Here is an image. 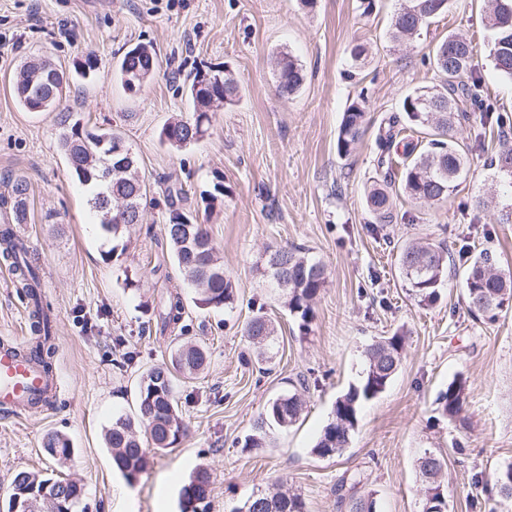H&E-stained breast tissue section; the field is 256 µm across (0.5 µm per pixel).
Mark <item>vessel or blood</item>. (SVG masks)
Listing matches in <instances>:
<instances>
[{"instance_id":"1","label":"vessel or blood","mask_w":512,"mask_h":512,"mask_svg":"<svg viewBox=\"0 0 512 512\" xmlns=\"http://www.w3.org/2000/svg\"><path fill=\"white\" fill-rule=\"evenodd\" d=\"M59 389V382L23 356L12 341H0V413L21 416Z\"/></svg>"}]
</instances>
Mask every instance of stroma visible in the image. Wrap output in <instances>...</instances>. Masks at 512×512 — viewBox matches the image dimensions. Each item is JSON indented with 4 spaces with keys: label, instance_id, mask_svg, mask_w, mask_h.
<instances>
[{
    "label": "stroma",
    "instance_id": "stroma-1",
    "mask_svg": "<svg viewBox=\"0 0 512 512\" xmlns=\"http://www.w3.org/2000/svg\"><path fill=\"white\" fill-rule=\"evenodd\" d=\"M402 3L375 0L366 15L360 0H0V197L15 180L29 184L23 231L54 317L53 371L62 386L28 416H0V512L21 470L76 481L84 490L78 512H180V491L200 464L213 477L206 512H234L275 486L299 495L307 512H344L336 488L355 474V496L373 497L376 512H422L418 465L428 452L444 460L447 512H512V502L474 481L512 463V313L473 319L457 271L435 305H419L397 262L401 246L441 242L453 253L491 249L512 268V223H500L499 208L473 207L494 191L487 162L496 135L479 144L478 122L459 126L470 170L447 203L402 196L392 223L380 224L365 202L380 177L379 124L414 89L438 84L426 59L448 33L472 39L492 101L511 116L512 79L488 58L482 0H449L410 45L387 35ZM137 43L153 46L160 66L130 92L117 68ZM359 44L366 54L356 61ZM284 52L305 72L287 98L275 91V60ZM88 56L96 67L85 75L77 63ZM44 59L69 78L58 112L119 132L149 187L141 222L116 244L105 243L88 190L59 150L57 112L25 111L14 96L21 66ZM207 67L237 78L239 101L214 106L200 140L179 149L162 142L165 123L192 117L186 81ZM355 101L365 106L366 131L342 156L338 131ZM177 183L187 192L183 211L207 225L231 277L228 308L197 307L195 288L172 258L166 195ZM286 244L305 247L327 268L305 332L258 269L268 249ZM12 279L0 260V339L29 333L28 300ZM175 291L185 306L182 325L164 330L157 313ZM260 307L278 336L271 359L257 366L250 359L258 348L241 329ZM399 330L407 340L398 373L362 402L348 447L318 457L313 448L337 399L363 377L366 346ZM186 343L207 355L198 374L174 379L188 433L151 453L127 481L104 435L118 417L135 416L142 375ZM457 378L467 398L452 420L437 398ZM297 389L305 409L296 424L273 429L271 447H245L269 400ZM50 432L69 440L67 460L45 453Z\"/></svg>",
    "mask_w": 512,
    "mask_h": 512
}]
</instances>
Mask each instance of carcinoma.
Segmentation results:
<instances>
[{"label":"carcinoma","mask_w":512,"mask_h":512,"mask_svg":"<svg viewBox=\"0 0 512 512\" xmlns=\"http://www.w3.org/2000/svg\"><path fill=\"white\" fill-rule=\"evenodd\" d=\"M448 0H406L392 17L389 38L392 41H412L421 36L432 20L441 15ZM487 18V44L494 68L504 77L512 79V0H484ZM139 55H124L119 74L123 86L130 92L139 90L159 66L155 50L137 44ZM430 63L441 76V84L433 88H418L407 94L401 104L404 116L393 114L380 127L378 142L385 153L400 150L401 177L395 178L392 157H380L378 167L384 170L382 183L373 186L366 196V203L378 223L392 222L390 195L398 189L408 199L420 204H441L448 201L457 182L468 173V146L456 136L457 125L479 113L481 127L497 128L498 150L490 167L495 170L494 182L505 187L512 199V125L483 99V76L476 60L472 41L450 33L432 50ZM276 92L282 97L296 93L304 82L302 66L290 54L277 59ZM222 81H217V76ZM66 78L46 61L24 64L16 83V98L29 112L40 107L53 110L63 96ZM189 94L193 105L203 103L210 108L213 103L232 105L239 100V83L230 73L221 70H199L195 73ZM201 115L193 112L187 120L167 122L161 129L160 139L172 147L182 148L202 138L206 132ZM56 120L65 129L59 148L65 156L71 174L84 186L90 187L89 205L96 212L104 238L118 240L133 223L121 208L126 205L143 206L147 199V185L139 175L135 158H130L126 170L106 179L103 172L116 166L130 148L124 138L114 131H91L80 123H70L71 114L59 112ZM419 129L427 130V143L414 138ZM365 132V111L351 105L344 112L338 132V154L347 156ZM124 146L121 154L113 153L116 145ZM29 186L23 179L11 187L10 219L0 224V255L10 263L18 282L25 288L32 301V327L37 341L28 354L42 370H51L49 359L53 353V324L45 310L38 267L29 249L14 238L12 225L27 220ZM181 191H170L168 224L165 237L170 252L184 279L198 291L196 303L207 308L220 309L232 304L233 284L224 272V264L203 224L193 222L176 207ZM401 274L407 288L418 302L433 305L439 296L448 269L456 267L448 249L434 243L405 247L399 255ZM262 267V276L269 286L278 291L290 315L300 319V327L308 328L312 319L313 300L325 287V265L301 247L279 246L269 249ZM463 286L468 311L474 316L494 320L501 313L512 311V269H504L497 256L482 250L472 259L463 262ZM184 305L181 296L172 297L169 306L159 314L161 327L177 325L183 319ZM243 336L256 344L263 342L272 347L276 328L263 309H258L243 327ZM405 335L396 332L389 337L375 340L364 350L366 367L362 382L353 386L336 401L333 420L324 428L313 452L320 457H332L348 447L357 425L358 408L383 392L399 370ZM206 362L204 348L186 346L177 349L171 365L151 368L141 379L138 413L134 418L119 417L105 433V442L111 449L113 462L127 479L136 477L148 461L151 450L173 447L186 434V427L178 414L174 394V373L192 375ZM443 414L450 419L460 417L466 401V383L455 379L438 398ZM302 401L295 393L283 394L266 407L257 422L256 433L245 439L246 448H263L267 445L266 427L276 425L286 428L301 416ZM144 429L146 439L136 435L135 428ZM45 452L60 459L71 454L69 441L56 433L46 435ZM499 496L512 500V465L492 473ZM211 485V473L203 466L197 467L180 493L181 512H205ZM46 492L62 498L65 508L57 503L44 505V512H77L82 497V487L65 479H54L30 471L17 472L11 483L9 501L21 502ZM245 504L255 512H306L305 502L297 495L284 493L251 495Z\"/></svg>","instance_id":"1"}]
</instances>
